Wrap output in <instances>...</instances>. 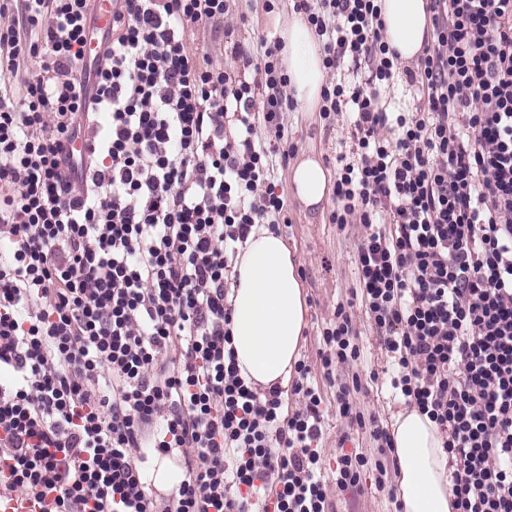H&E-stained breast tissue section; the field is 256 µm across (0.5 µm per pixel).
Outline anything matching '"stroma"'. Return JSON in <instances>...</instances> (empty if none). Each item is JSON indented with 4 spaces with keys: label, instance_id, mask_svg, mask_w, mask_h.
Masks as SVG:
<instances>
[{
    "label": "stroma",
    "instance_id": "35a3bbf8",
    "mask_svg": "<svg viewBox=\"0 0 512 512\" xmlns=\"http://www.w3.org/2000/svg\"><path fill=\"white\" fill-rule=\"evenodd\" d=\"M264 3L265 0H238L235 12L224 22L195 28L190 35L192 45L207 52L214 63L229 70H239L240 62L230 55L232 42L241 41L250 52H259L261 38L275 39L278 16L293 9L291 0H281L278 12L269 13ZM351 117L350 109H343L334 125L329 126L318 113L288 112L284 115L285 135L296 153L316 155L332 172L337 167L336 156L349 137ZM289 176V168H280L278 190L285 201L288 221L280 225L279 234L300 262L299 275L307 312L299 356L310 366L311 380L324 400L323 434L318 452L322 472L330 482L331 509L332 512H395L387 489L377 487L375 483V471L364 472L356 489L342 490L332 484L340 451L356 452L370 459L378 452L377 443L368 430L350 429L337 416L333 408L336 387L327 380L322 367L325 345L320 331L333 319L337 304L351 302L356 284L355 245L363 228L358 224L342 228L330 223L329 215L335 206L333 198H326L315 209L305 207L294 196ZM352 314L364 357L340 368L339 374L344 378L354 373L360 375L362 388L353 393V402L387 426L405 403L390 386V360L361 306L353 304Z\"/></svg>",
    "mask_w": 512,
    "mask_h": 512
}]
</instances>
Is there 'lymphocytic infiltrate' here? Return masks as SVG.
<instances>
[{
    "label": "lymphocytic infiltrate",
    "mask_w": 512,
    "mask_h": 512,
    "mask_svg": "<svg viewBox=\"0 0 512 512\" xmlns=\"http://www.w3.org/2000/svg\"><path fill=\"white\" fill-rule=\"evenodd\" d=\"M235 2L119 0L88 67L95 0H0V463L8 491H53L52 512H327L308 365L287 415L232 343L238 249L288 221L274 179L295 108L281 41L256 59L233 44L251 79L190 47ZM294 7L327 70L361 72L322 90L323 120L355 114L329 221L365 228L356 292L391 386L435 424L455 512H512V0H428L432 41L406 71L421 109L394 113L378 0ZM322 337L325 370L360 358L345 305ZM335 405L392 448L347 383ZM143 448L184 464L166 496Z\"/></svg>",
    "instance_id": "obj_1"
}]
</instances>
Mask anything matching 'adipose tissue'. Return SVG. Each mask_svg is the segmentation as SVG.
Wrapping results in <instances>:
<instances>
[{
	"label": "adipose tissue",
	"mask_w": 512,
	"mask_h": 512,
	"mask_svg": "<svg viewBox=\"0 0 512 512\" xmlns=\"http://www.w3.org/2000/svg\"><path fill=\"white\" fill-rule=\"evenodd\" d=\"M384 38L401 61L415 60L430 37L426 0H380ZM280 53L294 91L306 111L322 102L326 70L318 39L302 14L277 20ZM299 200L321 205L330 175L317 156L302 154L290 172ZM230 288L231 333L242 376L256 387L286 386L298 359L305 319L299 262L282 238L257 224L234 265ZM403 512H455L448 490V457L435 425L417 409L398 413L391 426Z\"/></svg>",
	"instance_id": "adipose-tissue-1"
}]
</instances>
